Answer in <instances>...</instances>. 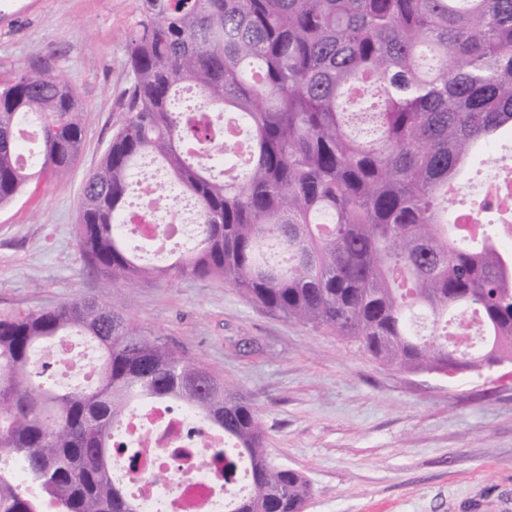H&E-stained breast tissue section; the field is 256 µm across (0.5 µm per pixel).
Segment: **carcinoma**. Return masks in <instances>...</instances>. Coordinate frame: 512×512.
Masks as SVG:
<instances>
[{
    "mask_svg": "<svg viewBox=\"0 0 512 512\" xmlns=\"http://www.w3.org/2000/svg\"><path fill=\"white\" fill-rule=\"evenodd\" d=\"M124 120L88 176L74 236L105 288L218 279L372 359L446 375L512 364V241L462 240L450 188L512 133V0H141ZM53 58L0 82V205L67 177L83 144ZM191 94L192 109L176 106ZM248 132L242 174L224 114ZM150 157L194 202L192 250L142 261L120 227ZM424 309L438 337L412 331ZM98 350L91 386L35 374L70 334ZM136 401L174 402L224 435L232 512H304L312 486L274 463L253 404L216 370L94 299L0 312V512H138L115 478L114 430Z\"/></svg>",
    "mask_w": 512,
    "mask_h": 512,
    "instance_id": "carcinoma-1",
    "label": "carcinoma"
}]
</instances>
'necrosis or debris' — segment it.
<instances>
[{
    "label": "necrosis or debris",
    "instance_id": "obj_1",
    "mask_svg": "<svg viewBox=\"0 0 512 512\" xmlns=\"http://www.w3.org/2000/svg\"><path fill=\"white\" fill-rule=\"evenodd\" d=\"M154 163L144 160L136 171L134 183L139 203L134 209L135 231L149 234L160 228L156 259H163L169 243L189 250L196 241L199 215L181 202L160 208L164 185L153 173ZM59 353L67 365L65 374L48 369L50 380L70 385H87L94 379L95 353L78 338L69 337L59 344ZM116 444L139 448L138 461L121 460L117 471L131 489L139 512H232L234 500L224 493L221 474L206 472L200 460L210 458L222 441L205 437L204 426L194 412L185 407L153 404L133 411L115 437ZM172 472L171 483L156 482L157 471Z\"/></svg>",
    "mask_w": 512,
    "mask_h": 512
}]
</instances>
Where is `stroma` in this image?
<instances>
[{
	"mask_svg": "<svg viewBox=\"0 0 512 512\" xmlns=\"http://www.w3.org/2000/svg\"><path fill=\"white\" fill-rule=\"evenodd\" d=\"M140 0H14L0 79L51 56L82 103L67 180L0 206V312L89 297L201 358L252 402L273 459L302 472L304 512H512V374L448 379L371 359L217 280L104 288L73 226L84 183L124 119L126 37Z\"/></svg>",
	"mask_w": 512,
	"mask_h": 512,
	"instance_id": "stroma-1",
	"label": "stroma"
}]
</instances>
